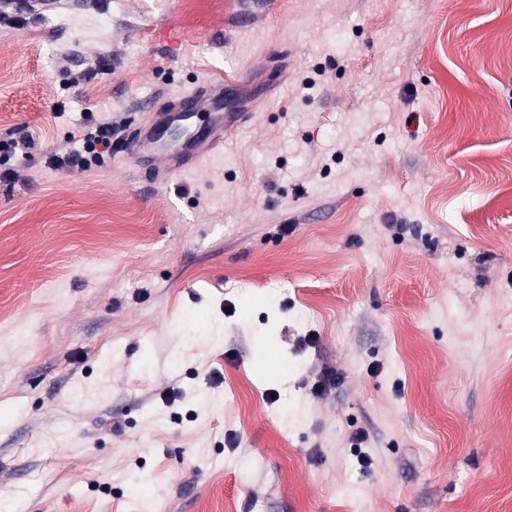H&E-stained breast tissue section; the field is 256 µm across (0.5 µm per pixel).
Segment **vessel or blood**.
<instances>
[{
    "mask_svg": "<svg viewBox=\"0 0 512 512\" xmlns=\"http://www.w3.org/2000/svg\"><path fill=\"white\" fill-rule=\"evenodd\" d=\"M141 42L170 53L189 50L191 41L174 23L148 24ZM258 109L223 85L201 82L173 95L165 109L140 127L129 153L139 163L154 164L165 176L200 168Z\"/></svg>",
    "mask_w": 512,
    "mask_h": 512,
    "instance_id": "obj_1",
    "label": "vessel or blood"
}]
</instances>
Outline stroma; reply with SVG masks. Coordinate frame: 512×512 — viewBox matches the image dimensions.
I'll list each match as a JSON object with an SVG mask.
<instances>
[{"instance_id":"35a3bbf8","label":"stroma","mask_w":512,"mask_h":512,"mask_svg":"<svg viewBox=\"0 0 512 512\" xmlns=\"http://www.w3.org/2000/svg\"><path fill=\"white\" fill-rule=\"evenodd\" d=\"M187 2L0 22V140L44 154L202 80L270 97L158 189L0 159V498L512 512V0ZM139 40L149 47H157L170 53L185 52L194 43L174 23L148 24L138 31Z\"/></svg>"}]
</instances>
